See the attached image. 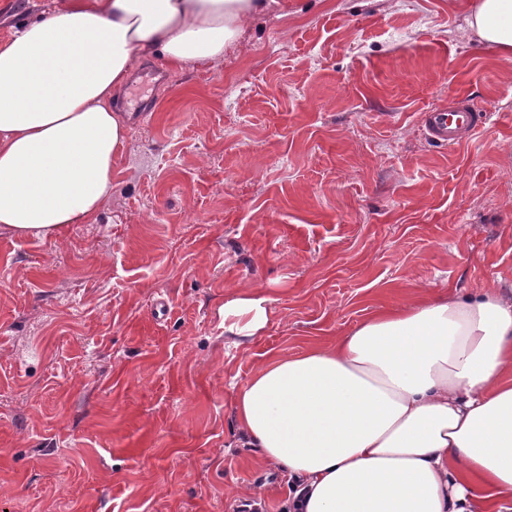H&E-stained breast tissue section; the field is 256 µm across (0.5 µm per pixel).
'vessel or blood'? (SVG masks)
Instances as JSON below:
<instances>
[{
    "instance_id": "obj_1",
    "label": "vessel or blood",
    "mask_w": 512,
    "mask_h": 512,
    "mask_svg": "<svg viewBox=\"0 0 512 512\" xmlns=\"http://www.w3.org/2000/svg\"><path fill=\"white\" fill-rule=\"evenodd\" d=\"M488 118V113L477 111L463 101L451 110L432 109L424 112L423 125L432 142L456 148L470 141Z\"/></svg>"
}]
</instances>
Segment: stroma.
<instances>
[{
    "label": "stroma",
    "instance_id": "1",
    "mask_svg": "<svg viewBox=\"0 0 512 512\" xmlns=\"http://www.w3.org/2000/svg\"><path fill=\"white\" fill-rule=\"evenodd\" d=\"M279 2L223 63L132 77L94 218L0 234V512H280L234 422L257 363L377 307L512 294V59L463 0ZM458 97L491 118L449 150L420 114ZM245 289L253 336L224 327ZM266 298L252 291H243L224 302V324L232 321L229 329L242 336L256 335L268 322Z\"/></svg>",
    "mask_w": 512,
    "mask_h": 512
}]
</instances>
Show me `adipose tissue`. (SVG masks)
<instances>
[{
    "instance_id": "ef3b65f1",
    "label": "adipose tissue",
    "mask_w": 512,
    "mask_h": 512,
    "mask_svg": "<svg viewBox=\"0 0 512 512\" xmlns=\"http://www.w3.org/2000/svg\"><path fill=\"white\" fill-rule=\"evenodd\" d=\"M278 0H66L0 41V230L46 239L100 210L136 61H223ZM468 27L512 58V0ZM243 336L265 300L224 303ZM237 430L290 484L289 512H512V296L494 286L379 308L329 344L270 356Z\"/></svg>"
}]
</instances>
